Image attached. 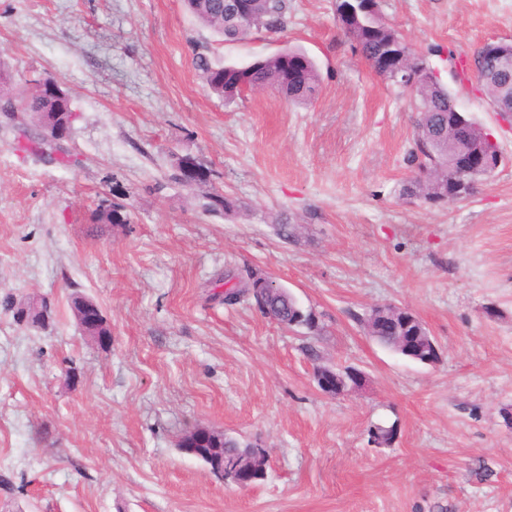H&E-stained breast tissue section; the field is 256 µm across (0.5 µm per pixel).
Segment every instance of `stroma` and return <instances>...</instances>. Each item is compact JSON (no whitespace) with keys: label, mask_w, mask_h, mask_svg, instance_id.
<instances>
[{"label":"stroma","mask_w":512,"mask_h":512,"mask_svg":"<svg viewBox=\"0 0 512 512\" xmlns=\"http://www.w3.org/2000/svg\"><path fill=\"white\" fill-rule=\"evenodd\" d=\"M334 3L289 0L284 32L227 44L182 0H0V63L18 87L66 90L78 118L62 146L81 161L20 150L0 118V512H512V124L455 77L485 43L512 42V0H380L505 157L445 206L404 195L408 102ZM200 44L238 64L303 48L319 89L305 104L218 98ZM185 154L213 184L173 179ZM215 189L235 213L207 211ZM110 203L128 223L94 222ZM247 268L312 309L318 334L210 301ZM76 292L100 306L110 348L81 335ZM30 297L47 329L3 305ZM382 304L423 322L434 363L367 335L359 318ZM319 364L362 384L328 396ZM193 426L262 444L264 479L240 488L182 453Z\"/></svg>","instance_id":"1"}]
</instances>
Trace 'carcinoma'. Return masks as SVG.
I'll list each match as a JSON object with an SVG mask.
<instances>
[{
  "instance_id": "carcinoma-1",
  "label": "carcinoma",
  "mask_w": 512,
  "mask_h": 512,
  "mask_svg": "<svg viewBox=\"0 0 512 512\" xmlns=\"http://www.w3.org/2000/svg\"><path fill=\"white\" fill-rule=\"evenodd\" d=\"M183 5L198 22L227 44L243 42L255 32L280 33L289 22L288 0H248L246 19L234 16L231 11L233 0H183ZM336 12L342 31L375 73L409 96L414 112L415 145L410 157L417 172L405 189L406 195L431 205L472 196L477 183L494 175L504 157L499 149H494L489 156V166L481 174L460 173L455 157L464 142L484 141L488 130L459 111L456 96L412 52L404 36L384 21L379 0H336ZM487 50L485 45L477 52L474 77L482 84L488 98L509 97L512 95V73L504 77L488 75L481 67ZM193 63L210 92L226 100L262 87L270 88L292 102L305 104L320 83V69L315 60L294 47L240 66L216 61L208 46L199 45L195 48ZM291 67L302 72L303 80L288 82ZM48 82L47 78L38 80L33 89L17 94L11 74L0 67V110L26 113L32 125L27 139L34 144L37 156L43 155L47 140L38 127L48 128L49 135L53 136L56 127L72 111L69 96L52 98L41 89V84ZM127 221L124 206L117 203L99 206L94 215L97 224H125ZM263 280V276L248 273L239 277L232 289L214 293L211 299L227 306L251 302L262 314L270 313L279 323L290 325L301 316L302 309L286 289L278 287L261 296L247 293L248 287ZM234 453V444L225 440L224 433L215 431L203 456L218 455L229 459Z\"/></svg>"
}]
</instances>
